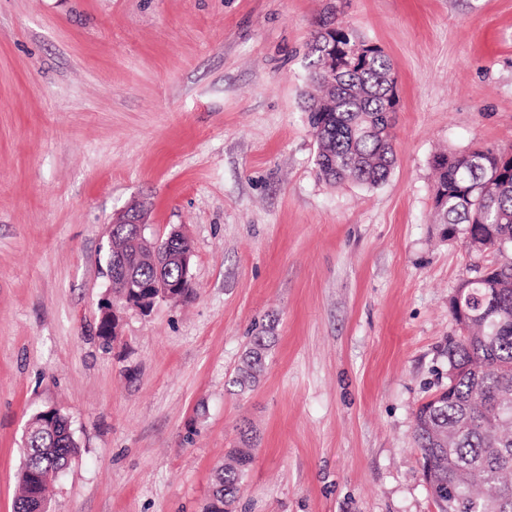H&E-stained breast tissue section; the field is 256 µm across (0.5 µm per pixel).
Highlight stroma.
<instances>
[{
    "mask_svg": "<svg viewBox=\"0 0 512 512\" xmlns=\"http://www.w3.org/2000/svg\"><path fill=\"white\" fill-rule=\"evenodd\" d=\"M334 13L398 77L395 165L319 178L303 103ZM512 149V0H0V512L39 411L78 453L49 512H437L414 444L448 386L449 300L486 264L433 222L434 153ZM193 247V295L104 345L108 226ZM277 339L227 391L255 325ZM253 439V431L249 427L241 430L240 448H231L227 461L215 472L213 493L205 512H228L229 506L235 504L253 462Z\"/></svg>",
    "mask_w": 512,
    "mask_h": 512,
    "instance_id": "stroma-1",
    "label": "stroma"
}]
</instances>
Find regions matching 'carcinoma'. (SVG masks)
<instances>
[{
	"label": "carcinoma",
	"instance_id": "1",
	"mask_svg": "<svg viewBox=\"0 0 512 512\" xmlns=\"http://www.w3.org/2000/svg\"><path fill=\"white\" fill-rule=\"evenodd\" d=\"M352 46L367 49L366 65L327 80L319 68L323 57ZM308 57L314 93L306 111L320 175L331 185L382 183L396 160L386 80L390 59L331 17L318 22ZM434 159V198L445 199L435 207V223L463 226L480 240L475 251H490L495 260L462 282L450 306L453 315L459 307L467 311L472 322L448 347V360L458 365L449 394L416 411L414 441L434 477L438 512H512V259L500 253L501 244L512 247V159L502 163L500 174L497 150L491 148L481 158L442 153ZM112 247L127 251L124 265L112 274L115 283L154 281L148 246L114 235ZM272 330L263 325L251 336L228 382L233 391L242 394L257 383ZM29 430L14 512H31L36 500H46L49 483L36 477L51 467L66 469L77 453L64 416L38 413ZM240 443L216 470L205 512H228L235 504L253 462L250 428L241 430Z\"/></svg>",
	"mask_w": 512,
	"mask_h": 512
}]
</instances>
